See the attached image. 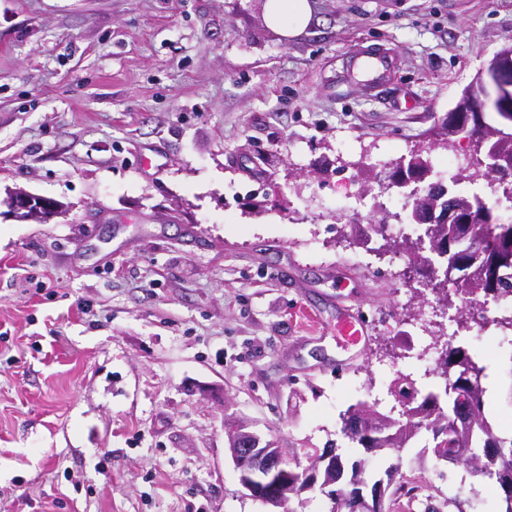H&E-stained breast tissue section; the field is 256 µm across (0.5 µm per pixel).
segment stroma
<instances>
[{
    "label": "stroma",
    "mask_w": 512,
    "mask_h": 512,
    "mask_svg": "<svg viewBox=\"0 0 512 512\" xmlns=\"http://www.w3.org/2000/svg\"><path fill=\"white\" fill-rule=\"evenodd\" d=\"M265 3L0 0V512H270L227 424L304 466L356 455L339 414L397 373L438 387L396 340L413 288L356 264L336 200L437 138L512 0H311L292 37ZM356 47L398 54L383 93L340 83ZM16 190L65 209L17 220ZM494 362L512 428V346ZM425 443L417 512H492V480ZM336 335L347 344L358 346L366 341V322L359 312L344 311L336 323Z\"/></svg>",
    "instance_id": "stroma-1"
}]
</instances>
